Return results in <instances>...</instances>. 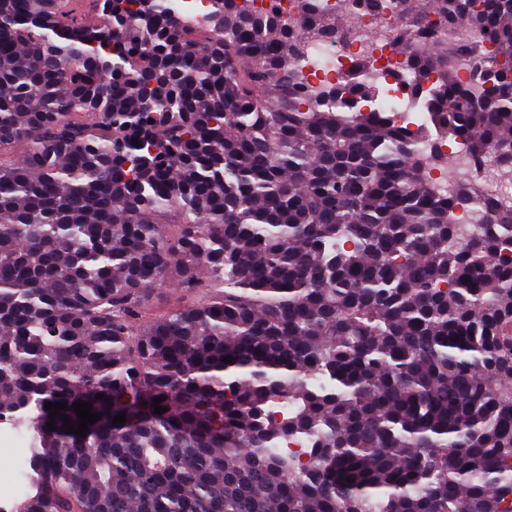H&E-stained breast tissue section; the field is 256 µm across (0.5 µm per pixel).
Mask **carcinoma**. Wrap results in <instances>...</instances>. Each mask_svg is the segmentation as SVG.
Segmentation results:
<instances>
[{
  "mask_svg": "<svg viewBox=\"0 0 512 512\" xmlns=\"http://www.w3.org/2000/svg\"><path fill=\"white\" fill-rule=\"evenodd\" d=\"M211 2L0 0V421L33 432L12 512H512V210L439 191L357 105L371 60L306 89L301 46L338 34L313 0L305 30ZM397 7L434 164L461 139L512 172V0ZM448 24L504 62L462 82L428 43ZM164 288L209 294L153 317Z\"/></svg>",
  "mask_w": 512,
  "mask_h": 512,
  "instance_id": "carcinoma-1",
  "label": "carcinoma"
}]
</instances>
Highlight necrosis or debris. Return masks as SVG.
<instances>
[{
    "label": "necrosis or debris",
    "instance_id": "obj_1",
    "mask_svg": "<svg viewBox=\"0 0 512 512\" xmlns=\"http://www.w3.org/2000/svg\"><path fill=\"white\" fill-rule=\"evenodd\" d=\"M355 11L356 23L340 37L308 39L302 57L305 86L315 94L332 89L341 84L355 60L370 59V66L361 73L362 81L387 89L388 96L382 100V108L407 119L410 130L415 135H422V120L415 117V104L407 91L413 75L405 68V57L392 39L401 26L397 13L390 5L378 13L369 12L360 5ZM439 44L455 61L462 81H470L477 70L490 64L491 45L476 38L467 28L447 27L440 34Z\"/></svg>",
    "mask_w": 512,
    "mask_h": 512
}]
</instances>
